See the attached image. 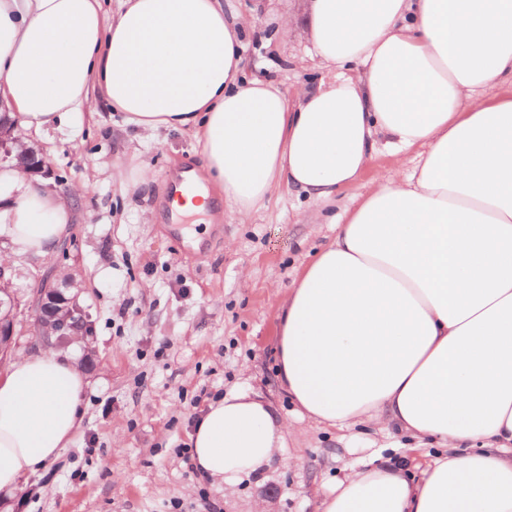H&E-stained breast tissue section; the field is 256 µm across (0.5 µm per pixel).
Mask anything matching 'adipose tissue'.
I'll use <instances>...</instances> for the list:
<instances>
[{
	"label": "adipose tissue",
	"mask_w": 512,
	"mask_h": 512,
	"mask_svg": "<svg viewBox=\"0 0 512 512\" xmlns=\"http://www.w3.org/2000/svg\"><path fill=\"white\" fill-rule=\"evenodd\" d=\"M307 24L333 76L288 96L244 78L221 0H0V101L38 135L101 98L149 133H194L241 215L283 187L328 205L386 151L391 172L288 291L279 379L301 416L373 420L444 452L416 480L349 469L320 512H512V0H310ZM83 192L0 168V263L53 253ZM86 388L52 350L0 370L1 492L72 443ZM286 429L229 392L192 462L233 488Z\"/></svg>",
	"instance_id": "1"
}]
</instances>
